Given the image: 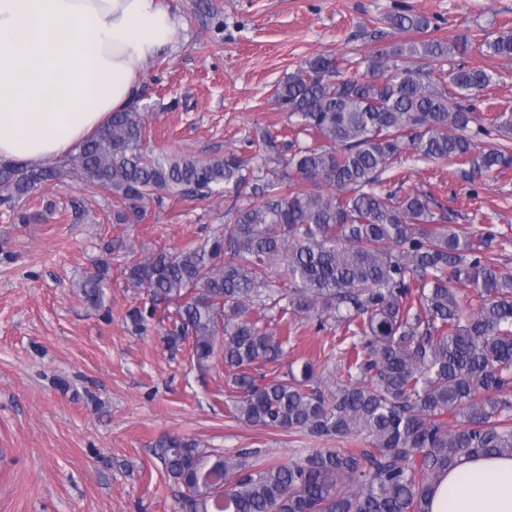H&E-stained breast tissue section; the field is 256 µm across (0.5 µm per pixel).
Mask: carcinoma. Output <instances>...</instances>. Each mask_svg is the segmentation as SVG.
<instances>
[{
  "instance_id": "obj_1",
  "label": "carcinoma",
  "mask_w": 512,
  "mask_h": 512,
  "mask_svg": "<svg viewBox=\"0 0 512 512\" xmlns=\"http://www.w3.org/2000/svg\"><path fill=\"white\" fill-rule=\"evenodd\" d=\"M389 21L409 33L432 27L405 6ZM474 48L512 58V33L306 60L274 91L295 118L290 134L314 140L289 156L270 127L248 154L157 152L147 113L131 106L60 162L0 163V204L21 224L30 196L65 176L111 195L115 224L142 222L175 189L201 200L228 186L260 195L233 200L231 220L196 246L143 257L129 248L126 287L146 298L127 317L145 331L164 308L167 340L188 343L199 370L220 359L229 418L367 446L303 448L280 463L163 436L157 447L181 488L180 512H425L449 469L512 456V269L486 252L493 231L462 237L429 197L382 178L408 151L469 164L479 176L512 169V114L482 117L477 106L497 70L465 61L443 68ZM109 281L100 259L79 285L90 307L105 306ZM330 318L345 326L330 343L343 349L334 390L312 360L272 379L258 372L284 357L290 326L307 320L321 330Z\"/></svg>"
}]
</instances>
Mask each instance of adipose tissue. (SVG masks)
I'll list each match as a JSON object with an SVG mask.
<instances>
[{
    "label": "adipose tissue",
    "mask_w": 512,
    "mask_h": 512,
    "mask_svg": "<svg viewBox=\"0 0 512 512\" xmlns=\"http://www.w3.org/2000/svg\"><path fill=\"white\" fill-rule=\"evenodd\" d=\"M180 35L163 0H0V160L75 150L136 100L146 64ZM426 512H512V457L450 469Z\"/></svg>",
    "instance_id": "adipose-tissue-1"
}]
</instances>
